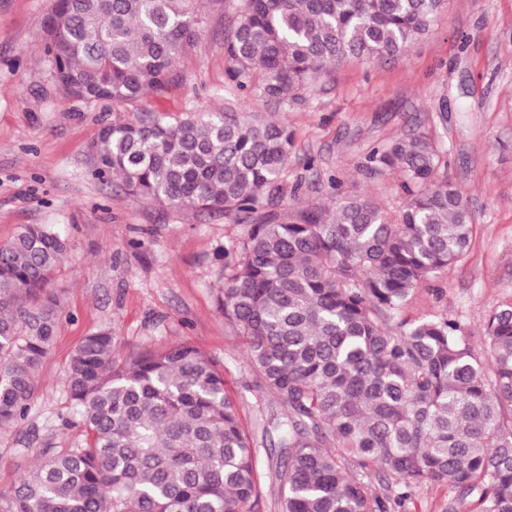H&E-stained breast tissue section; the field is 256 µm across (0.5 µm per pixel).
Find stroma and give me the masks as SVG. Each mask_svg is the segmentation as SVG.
I'll list each match as a JSON object with an SVG mask.
<instances>
[{"instance_id":"35a3bbf8","label":"stroma","mask_w":512,"mask_h":512,"mask_svg":"<svg viewBox=\"0 0 512 512\" xmlns=\"http://www.w3.org/2000/svg\"><path fill=\"white\" fill-rule=\"evenodd\" d=\"M53 0H0V246L23 224H48L69 258L50 287L62 318L27 419L0 426V490L34 463L27 446L62 453L81 441L64 427L72 406L63 375L75 349L111 328L122 354L188 343L211 356L254 443L260 417L278 409L261 389L235 331L224 322V242L247 227L220 212L173 209L92 173L101 128L156 114L232 108L281 120L294 133L287 190L303 205L325 203L330 179L368 194L390 213L404 197L397 173L360 169L376 146L419 131L435 138L448 178L468 198L474 224L467 254L414 293L410 318L459 319L484 369L493 357L484 325L512 304V0H448L429 32L387 62L350 60L301 99L280 106L224 85V7L195 0L198 39L178 58L179 84L131 103H85L56 85L43 53Z\"/></svg>"}]
</instances>
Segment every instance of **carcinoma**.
Instances as JSON below:
<instances>
[{
    "instance_id": "1",
    "label": "carcinoma",
    "mask_w": 512,
    "mask_h": 512,
    "mask_svg": "<svg viewBox=\"0 0 512 512\" xmlns=\"http://www.w3.org/2000/svg\"><path fill=\"white\" fill-rule=\"evenodd\" d=\"M445 4L234 0L225 85L296 100L330 67L404 54ZM199 24L187 0H54L46 53L67 94L135 101L178 81L176 59ZM291 145L287 123L232 109L112 123L93 146V173L249 225L224 243L222 309L283 407L262 424L282 512H395L424 485L454 493L446 512H512V305L486 320L490 377L458 321L404 315L473 234L466 194L440 175L443 150L416 134L365 157V174L400 176L394 217L335 178L330 205L278 214ZM67 252L46 224H24L0 246L1 426L22 422L34 400L60 316L49 276ZM63 384L73 404L64 426L84 445L32 449L35 464L0 491V512H250L260 449L214 359L188 344L123 357L102 328ZM378 473L385 495L371 488Z\"/></svg>"
}]
</instances>
